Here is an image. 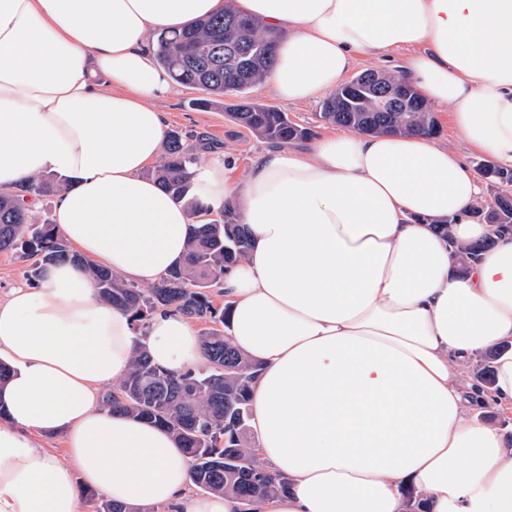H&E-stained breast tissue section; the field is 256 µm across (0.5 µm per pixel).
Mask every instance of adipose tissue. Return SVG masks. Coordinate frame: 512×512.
<instances>
[{"mask_svg":"<svg viewBox=\"0 0 512 512\" xmlns=\"http://www.w3.org/2000/svg\"><path fill=\"white\" fill-rule=\"evenodd\" d=\"M278 35L267 86L287 102L335 89L357 58L402 50L470 150L512 168V0H235ZM225 0H0V189L66 181L53 221L83 264L43 267L0 298V512H82L94 490L129 512H512V433L474 416L512 410V232L472 220L479 175L435 138L342 132L269 149L245 177L199 168L202 211L234 206L253 248L224 278L230 342L252 382L256 452L287 494L245 502L193 492L167 431L102 404L138 348L171 372L204 362L194 323L155 312L139 335L86 265L158 283L187 248L189 213L145 169L172 79L151 33ZM102 74L108 85L95 82ZM450 224L451 239L434 222ZM496 245L452 270L450 247ZM496 351L476 392L462 367ZM64 434L66 461L39 444Z\"/></svg>","mask_w":512,"mask_h":512,"instance_id":"obj_1","label":"adipose tissue"}]
</instances>
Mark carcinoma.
Instances as JSON below:
<instances>
[{"instance_id": "obj_1", "label": "carcinoma", "mask_w": 512, "mask_h": 512, "mask_svg": "<svg viewBox=\"0 0 512 512\" xmlns=\"http://www.w3.org/2000/svg\"><path fill=\"white\" fill-rule=\"evenodd\" d=\"M277 38L254 19L228 6L178 31L157 36L155 58L171 78L204 94L199 105L224 107L243 128L274 147L295 144L312 136L310 129L288 115L249 96L274 66ZM405 88L408 106L383 108L376 93L353 101L335 92L323 104L325 121L362 133L436 134L427 103L402 78L368 70L352 78L358 88L375 76ZM197 155L172 132L166 139L163 162L151 173L158 184L190 207L187 254L161 281L143 290L104 267L90 266L99 296L124 308L135 327H143L159 309L173 308L206 323L200 333L204 368L180 375L155 367L146 351L135 355L130 371L107 393V408L146 419L166 428L191 458V479L201 491L230 494L245 502L283 494L288 478H274L264 464L253 466L255 440L250 425L252 381L259 366L225 338L226 308L214 304V292L224 275L249 248L247 227L238 222L234 207L226 206L218 219L204 220L189 197ZM63 185L45 175L0 192V252L16 251L38 258L30 278L38 280L48 263H82V257L59 236L52 224L37 223L25 207L26 198L57 194ZM487 224L512 230V196H497L484 213ZM492 245L484 240L453 248L457 271L464 273L478 253ZM91 512H128V508L95 493L86 494Z\"/></svg>"}]
</instances>
